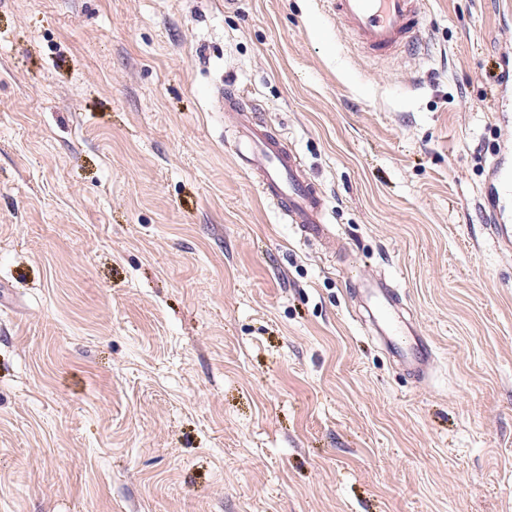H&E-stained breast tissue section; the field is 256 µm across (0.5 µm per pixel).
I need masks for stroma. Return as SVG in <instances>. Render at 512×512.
Listing matches in <instances>:
<instances>
[{
  "mask_svg": "<svg viewBox=\"0 0 512 512\" xmlns=\"http://www.w3.org/2000/svg\"><path fill=\"white\" fill-rule=\"evenodd\" d=\"M359 53L323 0H0V512H512L507 0ZM231 84L335 255L233 152ZM428 336L399 368L343 272ZM236 112H246L239 120L242 140L236 155L240 167L257 172L259 192L288 216L290 224H296L304 238L333 250L336 234L325 221L323 192L308 177L300 156L283 136L257 120L258 108ZM510 200L512 204V167L509 170L505 163L492 168V181L486 194L492 222L490 227L498 237L499 244L506 250H512V226L506 224L511 217L504 210L502 203Z\"/></svg>",
  "mask_w": 512,
  "mask_h": 512,
  "instance_id": "obj_1",
  "label": "stroma"
}]
</instances>
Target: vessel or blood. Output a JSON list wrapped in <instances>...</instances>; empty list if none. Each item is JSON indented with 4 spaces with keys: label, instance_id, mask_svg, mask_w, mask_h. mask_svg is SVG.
<instances>
[{
    "label": "vessel or blood",
    "instance_id": "1",
    "mask_svg": "<svg viewBox=\"0 0 512 512\" xmlns=\"http://www.w3.org/2000/svg\"><path fill=\"white\" fill-rule=\"evenodd\" d=\"M420 0H327L329 14L363 52L386 60L416 46L422 33ZM242 140L236 148L240 167L258 174L263 197L295 224L302 236L334 249L336 234L325 221L320 187L308 177L304 163L286 139L246 111L239 121ZM512 201V169L500 164L492 169L486 194L499 244L512 250V215L503 208ZM355 295L367 302L370 315L384 338L387 351L416 380H424L433 351L418 324L404 317L398 291L375 280H361Z\"/></svg>",
    "mask_w": 512,
    "mask_h": 512
}]
</instances>
